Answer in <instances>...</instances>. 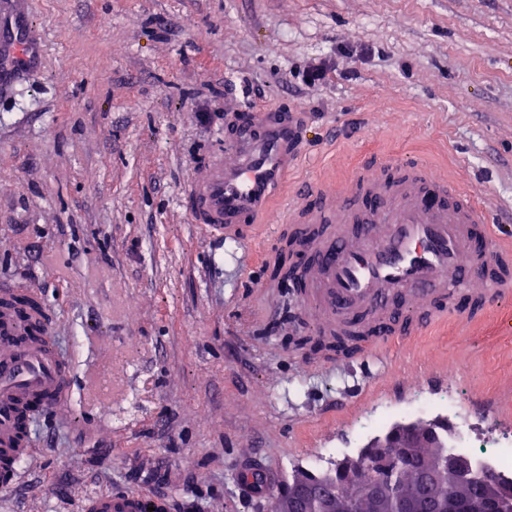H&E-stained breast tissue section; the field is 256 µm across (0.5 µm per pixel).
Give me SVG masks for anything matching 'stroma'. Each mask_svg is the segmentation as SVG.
I'll return each mask as SVG.
<instances>
[{
  "mask_svg": "<svg viewBox=\"0 0 512 512\" xmlns=\"http://www.w3.org/2000/svg\"><path fill=\"white\" fill-rule=\"evenodd\" d=\"M36 65L0 46V283L34 288L71 362L66 410L40 411L35 453L0 500L78 512L86 495L170 494L177 512H274L291 471L364 448L378 412L409 421L455 397L512 430V298L463 283L449 316L377 360L294 347L316 331L258 258L227 264L185 211L224 105L306 112L295 182L348 184L425 161L488 204L512 247V0H22ZM327 66L316 86L302 74ZM456 374H449V366ZM267 464L269 491L237 481Z\"/></svg>",
  "mask_w": 512,
  "mask_h": 512,
  "instance_id": "1",
  "label": "stroma"
}]
</instances>
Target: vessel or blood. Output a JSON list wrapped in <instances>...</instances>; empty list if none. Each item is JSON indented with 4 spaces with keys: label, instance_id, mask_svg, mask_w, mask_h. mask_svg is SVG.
I'll return each instance as SVG.
<instances>
[{
    "label": "vessel or blood",
    "instance_id": "1",
    "mask_svg": "<svg viewBox=\"0 0 512 512\" xmlns=\"http://www.w3.org/2000/svg\"><path fill=\"white\" fill-rule=\"evenodd\" d=\"M234 131L196 165L185 206L212 241L239 243L258 224L303 157L301 112L252 108L226 115ZM288 221L312 225L299 245L308 263L294 281L303 303L323 317L322 332L376 330L363 351L420 334L448 315L452 281L481 280L494 296L512 295L507 250L496 235L474 241L488 223L476 197L430 176L421 164L399 165L386 179L358 174L342 190L315 188L289 201ZM12 284H0V486L20 477L33 454L32 403L62 410L72 393L71 364L52 339L48 308H17ZM171 498L134 490L86 497L80 512H173Z\"/></svg>",
    "mask_w": 512,
    "mask_h": 512
}]
</instances>
